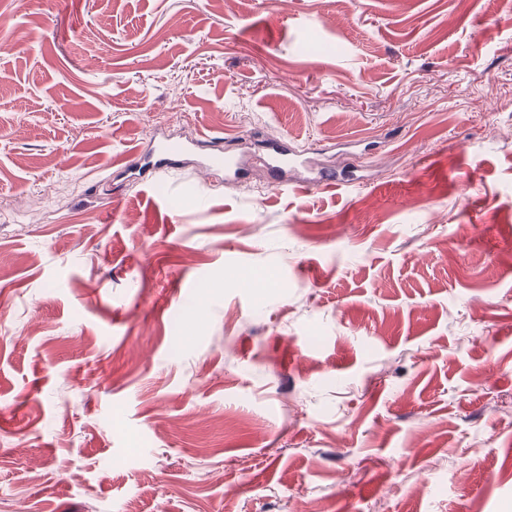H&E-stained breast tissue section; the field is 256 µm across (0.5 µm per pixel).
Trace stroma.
Returning <instances> with one entry per match:
<instances>
[{
  "label": "stroma",
  "instance_id": "35a3bbf8",
  "mask_svg": "<svg viewBox=\"0 0 512 512\" xmlns=\"http://www.w3.org/2000/svg\"><path fill=\"white\" fill-rule=\"evenodd\" d=\"M0 20V512H512L507 0ZM217 140H219V138H210L196 143L186 144L174 138H167L158 145L152 144L149 148L148 156L151 159V165L160 167L159 169L161 170L163 166L174 163L178 157L192 149L207 147L209 143H213ZM202 164L203 168L207 171L213 168L223 167L227 180L237 178L243 170L238 160L232 159L223 151L206 153Z\"/></svg>",
  "mask_w": 512,
  "mask_h": 512
}]
</instances>
